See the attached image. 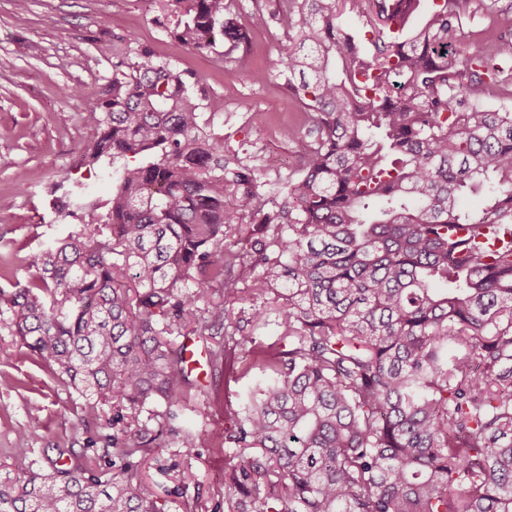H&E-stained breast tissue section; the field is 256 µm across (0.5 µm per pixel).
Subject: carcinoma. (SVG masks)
I'll return each instance as SVG.
<instances>
[{
    "instance_id": "carcinoma-1",
    "label": "carcinoma",
    "mask_w": 512,
    "mask_h": 512,
    "mask_svg": "<svg viewBox=\"0 0 512 512\" xmlns=\"http://www.w3.org/2000/svg\"><path fill=\"white\" fill-rule=\"evenodd\" d=\"M160 2L178 42L227 55L276 21L314 140L272 182L224 149L204 87L145 46L118 57L112 98L86 113L108 198L77 204L80 227L0 290L23 353L111 408L112 460L8 476L0 512H163L134 484L162 447L140 414L165 404L166 433L199 447L177 425L195 381L171 337L218 335L242 285L280 289L282 332L260 345L237 322L206 347L214 377L237 347L240 375L270 377L213 435L224 512H512V243L475 242L512 233V111L476 96L512 35L460 48L456 0L402 38L420 0H276L248 25L228 0ZM235 224L249 233L230 246Z\"/></svg>"
}]
</instances>
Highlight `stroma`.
Wrapping results in <instances>:
<instances>
[{"instance_id": "stroma-1", "label": "stroma", "mask_w": 512, "mask_h": 512, "mask_svg": "<svg viewBox=\"0 0 512 512\" xmlns=\"http://www.w3.org/2000/svg\"><path fill=\"white\" fill-rule=\"evenodd\" d=\"M466 0L457 43L482 46L487 27L512 32V0ZM156 0H0V289L27 283L25 260L64 237L73 217L67 199L101 201L108 187L85 159L97 138L86 113L109 97L116 52L127 43L150 47L182 78L208 92L205 118L230 151L265 166L270 179L298 168L307 131L283 136L301 105L272 62L287 38L277 24L252 30L232 56L180 44L156 24ZM10 312L0 313V475L31 467L102 461L110 431L86 409L84 397L36 360L19 355ZM266 382L260 370L243 377L204 378L179 407L183 427L201 449L188 457L174 437L150 457L143 485L164 512H224V450L211 434Z\"/></svg>"}]
</instances>
